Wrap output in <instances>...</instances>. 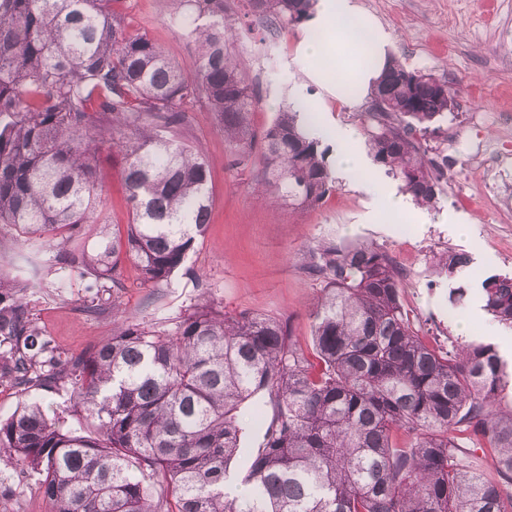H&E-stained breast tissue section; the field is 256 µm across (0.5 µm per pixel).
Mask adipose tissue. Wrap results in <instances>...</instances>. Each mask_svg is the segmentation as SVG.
<instances>
[{
  "instance_id": "ef3b65f1",
  "label": "adipose tissue",
  "mask_w": 512,
  "mask_h": 512,
  "mask_svg": "<svg viewBox=\"0 0 512 512\" xmlns=\"http://www.w3.org/2000/svg\"><path fill=\"white\" fill-rule=\"evenodd\" d=\"M389 41V33L358 0H317L302 28L294 58L296 70L315 87L314 92L293 98L313 130L325 129L319 91L330 92L350 106L360 104L387 63ZM333 136L337 174L358 185L371 199L367 220L399 216L424 223V214L413 208L406 196L369 174L368 159L357 146L359 137L353 126H337Z\"/></svg>"
}]
</instances>
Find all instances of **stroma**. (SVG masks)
<instances>
[{
  "instance_id": "35a3bbf8",
  "label": "stroma",
  "mask_w": 512,
  "mask_h": 512,
  "mask_svg": "<svg viewBox=\"0 0 512 512\" xmlns=\"http://www.w3.org/2000/svg\"><path fill=\"white\" fill-rule=\"evenodd\" d=\"M366 12L390 32L387 54L409 67L448 81L457 106L427 140L429 156H447V179L424 224L364 221L369 198L336 181L318 205L297 208L265 190L260 159L234 166L224 130L213 113L194 106L175 138L201 150L212 169V204L205 235L189 253L186 270L169 284L142 285L137 267L124 263L120 284L100 295L87 293L68 261L54 263L35 281L27 300L37 325L62 350L78 353L112 333V309L131 321L171 323L199 299L224 312L275 316L287 321L293 340L308 344L309 308L323 282L309 274V254L320 244L365 241L387 252L397 267L413 272L402 301L416 329L440 343L459 335L462 317L450 314L448 290H468L467 312H478L481 326L493 323L478 294L482 279L512 277V0H360ZM227 15L242 34L228 49L258 99L250 117L263 136L277 113L290 106L296 79L293 59L298 30L256 25L247 0H227ZM122 13L133 29L161 44L186 73L196 67L193 46L170 25L169 0H123ZM124 159L102 143L99 186L106 205L100 215L105 234L125 230ZM470 221L466 235L441 223L444 212ZM437 251L463 252L469 271L458 282L437 277L425 244ZM100 314L88 313L91 304ZM0 512H47L35 474L0 470Z\"/></svg>"
}]
</instances>
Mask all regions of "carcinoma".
Segmentation results:
<instances>
[{
    "label": "carcinoma",
    "mask_w": 512,
    "mask_h": 512,
    "mask_svg": "<svg viewBox=\"0 0 512 512\" xmlns=\"http://www.w3.org/2000/svg\"><path fill=\"white\" fill-rule=\"evenodd\" d=\"M120 0H0V232L33 246L79 240L99 223L98 142L125 160V234L80 250L85 288L118 285L133 261L160 287L184 266L211 210L204 155L161 135L187 105L215 114L232 164L252 157L257 101L225 44L224 0H172L189 29L196 69L185 73L147 34L127 28ZM258 22L293 29L314 0H248ZM366 113L373 160L421 206L442 193L445 166L421 139L451 111L455 91L388 59ZM321 140L279 112L262 140L271 193L315 206L335 190ZM464 253L435 257L454 279ZM325 286L310 310L305 351L281 318L229 316L204 300L171 328L114 322L80 354L35 323L29 282L0 270V383L20 394L0 420V463L40 476L48 512H512V411L495 348L433 345L401 300L402 276L375 246L324 243L308 266ZM484 310L512 328V277L481 282ZM71 390L87 429L49 415L34 391ZM269 418L258 448L238 458V411L255 394ZM495 450L484 472L470 446ZM246 492L225 490L230 465Z\"/></svg>",
    "instance_id": "cac0c4a2"
}]
</instances>
